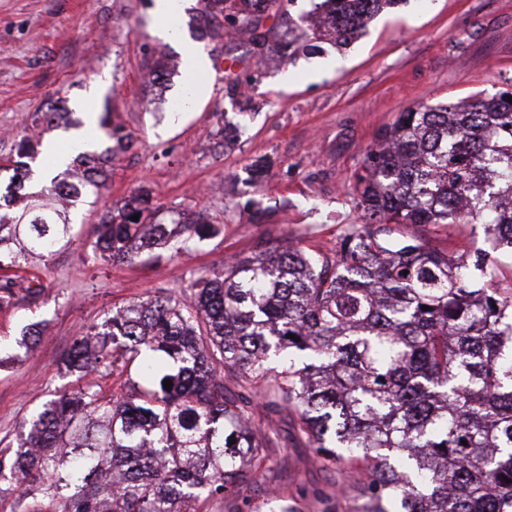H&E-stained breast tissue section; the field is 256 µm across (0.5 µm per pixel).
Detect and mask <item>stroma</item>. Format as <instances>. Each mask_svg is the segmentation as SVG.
Instances as JSON below:
<instances>
[{
    "label": "stroma",
    "instance_id": "1",
    "mask_svg": "<svg viewBox=\"0 0 512 512\" xmlns=\"http://www.w3.org/2000/svg\"><path fill=\"white\" fill-rule=\"evenodd\" d=\"M163 25L151 0H0V157L16 153L31 113L52 105L66 113L44 141L87 128L92 150L103 151V116L132 140L98 203L72 207L67 246L0 270L12 291L0 301L2 442L25 438L51 394L86 385L64 357L113 308L183 293L230 258L285 239L334 254L361 221L354 176L399 112L512 88V0H402L341 52L313 40L292 58L275 47L255 57L243 39L206 40L204 74L183 66L159 36ZM157 47L179 63L160 87L146 82ZM218 124L232 130L229 140L213 136ZM143 188L156 223L181 212L216 234L188 246L173 240L159 257L131 263L96 257L94 226ZM279 428L275 482L307 489L304 512H319L317 496L336 490L339 471L316 462L293 422Z\"/></svg>",
    "mask_w": 512,
    "mask_h": 512
}]
</instances>
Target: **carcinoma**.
Segmentation results:
<instances>
[{"mask_svg": "<svg viewBox=\"0 0 512 512\" xmlns=\"http://www.w3.org/2000/svg\"><path fill=\"white\" fill-rule=\"evenodd\" d=\"M294 3L203 0L197 39L244 32L261 55L271 33L261 20ZM400 3L321 0L309 25L288 30V45L328 37L347 46ZM509 96L399 113L366 154L353 189L362 223L336 254L279 245L235 258L189 294L131 302L112 312L108 331L76 339L68 367L134 371L144 383L106 395L90 382L43 403L26 439L0 456V482L27 487L21 512H182L185 503L300 512L283 492L247 495L274 478L285 413L322 466H339L340 493L359 486V512H512V287L492 284V253L512 255ZM101 126L114 145L73 159L82 174L73 197L98 196L103 164L130 146L108 118ZM32 151L23 139L14 165L0 161L22 202L0 213L7 267L71 239L70 182L25 191ZM152 215L146 190L106 212L95 228L102 258L133 262L175 237L212 234ZM451 224L484 225L489 249L393 237L396 226Z\"/></svg>", "mask_w": 512, "mask_h": 512, "instance_id": "carcinoma-1", "label": "carcinoma"}]
</instances>
